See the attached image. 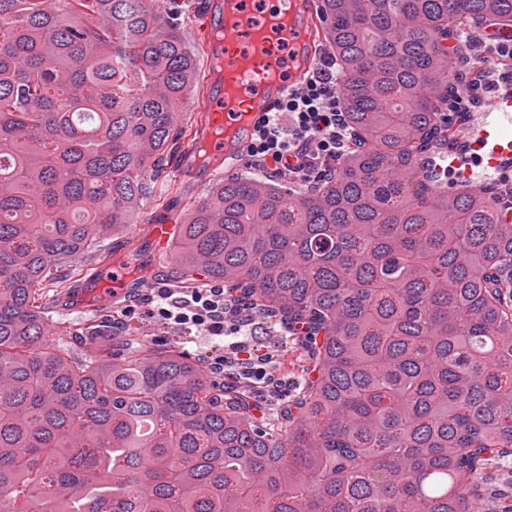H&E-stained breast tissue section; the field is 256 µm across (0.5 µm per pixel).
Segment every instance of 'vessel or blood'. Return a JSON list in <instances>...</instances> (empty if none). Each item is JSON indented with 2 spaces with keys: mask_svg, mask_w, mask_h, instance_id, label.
Listing matches in <instances>:
<instances>
[{
  "mask_svg": "<svg viewBox=\"0 0 512 512\" xmlns=\"http://www.w3.org/2000/svg\"><path fill=\"white\" fill-rule=\"evenodd\" d=\"M293 2L296 23L288 37L287 50L303 57L304 65L298 70L291 68L289 61L268 53L267 48L277 33L267 24L252 20L246 0H238L235 16L229 21L224 18L222 0H210L208 4L203 23L209 29H222L223 40L210 43L207 68L212 71L216 66H223L225 79L244 87L246 95L242 109L227 107L220 84L208 81L206 117L199 121L193 138L195 141L208 140L210 149L223 158L225 164L237 165L252 139L254 126L243 123V112L256 116L273 111L288 90L306 80L320 61L325 40L316 0ZM272 70L281 74L279 83L275 85L264 81L265 74ZM217 122L235 129L232 144L210 138L209 132ZM476 130L474 147L481 152L479 164L482 171L477 174L468 170L461 176L462 181L473 187L478 185L481 177L490 176L505 162L512 161V97L499 99L495 109L477 122Z\"/></svg>",
  "mask_w": 512,
  "mask_h": 512,
  "instance_id": "obj_1",
  "label": "vessel or blood"
}]
</instances>
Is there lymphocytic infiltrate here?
<instances>
[{
    "mask_svg": "<svg viewBox=\"0 0 512 512\" xmlns=\"http://www.w3.org/2000/svg\"><path fill=\"white\" fill-rule=\"evenodd\" d=\"M338 85L335 58L322 57L308 80L289 89L274 111L257 117L256 133L245 153L248 163L309 185L335 176L339 160L353 146ZM236 304L221 286L181 293L155 288L141 300L147 313L164 323L229 338L227 354L209 362L210 372L242 373L263 386L278 387L262 355L240 340V326L231 323L229 311Z\"/></svg>",
    "mask_w": 512,
    "mask_h": 512,
    "instance_id": "lymphocytic-infiltrate-1",
    "label": "lymphocytic infiltrate"
}]
</instances>
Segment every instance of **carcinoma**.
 Returning <instances> with one entry per match:
<instances>
[{
  "label": "carcinoma",
  "instance_id": "1",
  "mask_svg": "<svg viewBox=\"0 0 512 512\" xmlns=\"http://www.w3.org/2000/svg\"><path fill=\"white\" fill-rule=\"evenodd\" d=\"M178 0H0V497L26 512H471L512 485V224L438 160L480 104L454 33L512 0H320L354 150L286 198L238 174L174 259L288 322L314 377L275 415L172 350L45 340L43 288L111 254L186 135Z\"/></svg>",
  "mask_w": 512,
  "mask_h": 512
}]
</instances>
